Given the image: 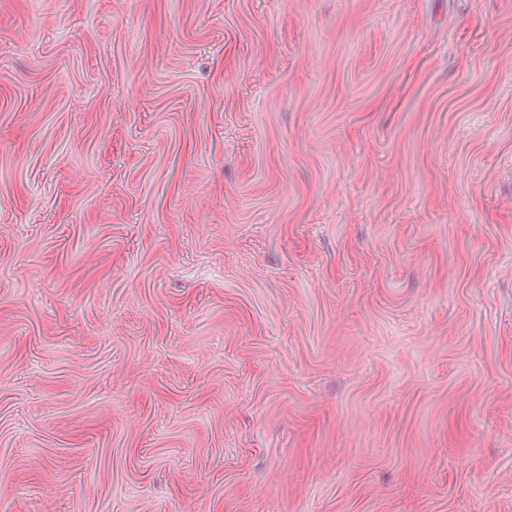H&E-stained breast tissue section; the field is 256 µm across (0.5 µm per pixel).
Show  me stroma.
<instances>
[{
	"instance_id": "obj_1",
	"label": "stroma",
	"mask_w": 512,
	"mask_h": 512,
	"mask_svg": "<svg viewBox=\"0 0 512 512\" xmlns=\"http://www.w3.org/2000/svg\"><path fill=\"white\" fill-rule=\"evenodd\" d=\"M0 512H512V0H0Z\"/></svg>"
}]
</instances>
